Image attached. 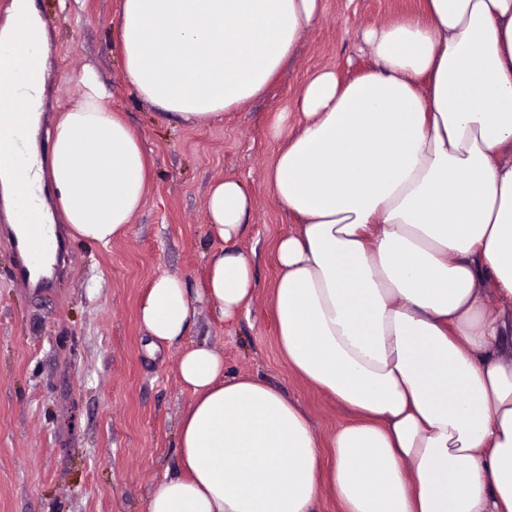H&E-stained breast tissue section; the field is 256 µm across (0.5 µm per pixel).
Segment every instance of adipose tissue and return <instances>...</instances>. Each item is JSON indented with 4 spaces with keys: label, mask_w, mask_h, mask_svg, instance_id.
<instances>
[{
    "label": "adipose tissue",
    "mask_w": 512,
    "mask_h": 512,
    "mask_svg": "<svg viewBox=\"0 0 512 512\" xmlns=\"http://www.w3.org/2000/svg\"><path fill=\"white\" fill-rule=\"evenodd\" d=\"M320 13L321 0H121L124 71L166 118L209 124L263 94ZM365 43L373 69L305 84L303 124L267 173L299 221L277 241L274 335L288 368L353 415L331 438L335 464L321 475L300 404L195 347L178 359L192 393L184 472L153 488L147 512H313L326 486L343 512H512V0H421ZM50 52L34 0H13L0 23V197L16 237L61 218L105 245L144 204L147 155L90 71L82 99L42 130ZM251 205L240 182L212 185L206 284L155 280L139 308L151 347L179 343L198 301L226 321L250 307L252 261L227 245Z\"/></svg>",
    "instance_id": "1"
}]
</instances>
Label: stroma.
I'll list each match as a JSON object with an SVG mask.
<instances>
[{"label":"stroma","mask_w":512,"mask_h":512,"mask_svg":"<svg viewBox=\"0 0 512 512\" xmlns=\"http://www.w3.org/2000/svg\"><path fill=\"white\" fill-rule=\"evenodd\" d=\"M314 28L301 38L279 77L261 96L222 121L186 127L161 115L130 87L116 34L120 0H36L57 47L47 76L44 127L75 103L76 80L92 67L109 105L137 133L150 161L145 203L123 236L86 242L58 226L64 263L41 286L16 278L15 236L0 219V512H146L164 475L181 471L179 420L192 399L179 378L181 352L207 344L224 354V372L284 391L329 440L349 415L288 370L274 336L275 242L295 226L278 207L266 172L280 142L277 117L297 126L295 103L323 69L340 80L370 65L360 35L417 11L419 0H322ZM232 178L252 197L236 248L251 257L254 301L227 324L198 304L184 338L156 354L138 308L163 274L204 287L210 185Z\"/></svg>","instance_id":"stroma-1"}]
</instances>
